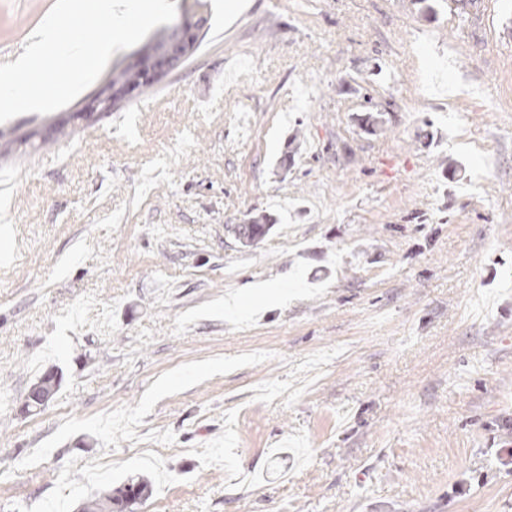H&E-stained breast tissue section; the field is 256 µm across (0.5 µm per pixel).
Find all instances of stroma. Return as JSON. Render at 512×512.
I'll return each mask as SVG.
<instances>
[{"label": "stroma", "instance_id": "stroma-1", "mask_svg": "<svg viewBox=\"0 0 512 512\" xmlns=\"http://www.w3.org/2000/svg\"><path fill=\"white\" fill-rule=\"evenodd\" d=\"M205 11L0 125V512H512V0ZM181 34L182 31L180 24L168 25L167 29L159 37L151 42H148L139 50V56H148L152 53H155L157 49L162 47L165 43L173 42L168 44L163 50L154 54L147 63L146 76L148 79L154 80L153 82H150L147 79L142 81L139 72L135 71L134 67L130 64L121 68H112V72L110 74V77H112V83H110L108 94L104 98L97 96L94 99L95 105L92 107V109L102 112L101 103L112 102V104L105 106L103 111L112 112L115 107L125 99L115 98L124 94L127 91V88H112V86L132 83L136 89L141 91L149 90L150 87L153 86L154 82L158 80L163 74H165L175 63L183 59L186 56L188 50L191 48V41L189 39L179 41L181 39ZM112 99L115 100L112 101ZM267 218L261 217L260 219H254L250 224H239L235 228L236 237L242 243L251 244L264 236L270 229L271 224H268ZM58 374L54 371L45 373L30 389L25 407L27 411H35L46 406L55 396L59 388ZM152 493L144 479H130L113 491L87 498L79 505V512H132L133 506L147 500Z\"/></svg>", "mask_w": 512, "mask_h": 512}]
</instances>
